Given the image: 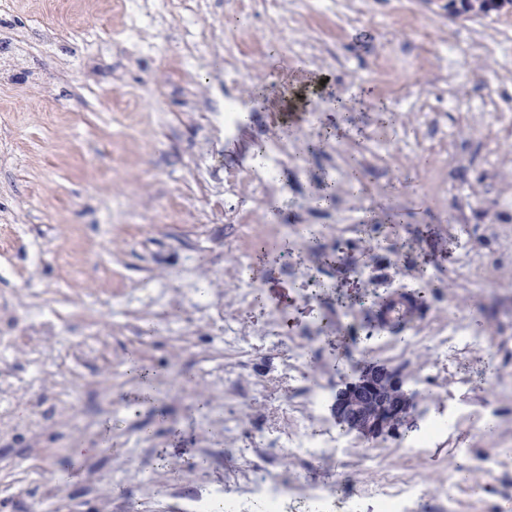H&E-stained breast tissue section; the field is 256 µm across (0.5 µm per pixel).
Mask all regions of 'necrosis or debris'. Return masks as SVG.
Returning a JSON list of instances; mask_svg holds the SVG:
<instances>
[{
	"mask_svg": "<svg viewBox=\"0 0 512 512\" xmlns=\"http://www.w3.org/2000/svg\"><path fill=\"white\" fill-rule=\"evenodd\" d=\"M271 162V168L262 172L244 174L226 170L221 185L217 186L200 176L198 161H187L186 169L195 176L198 205L192 211H185L182 197L177 194L161 206L138 211L133 223L117 225L116 232L127 246L140 250L152 245L154 229L159 224L170 229L187 223L224 224L231 226L238 237L249 238L254 225L260 221L263 205L276 190L273 167L279 164V156H272ZM52 260L59 271L57 279L48 283L31 281L35 293L56 294L76 286L88 265L95 267L99 279L111 283L121 295L142 293L151 284L166 288L171 294L169 303L144 304L140 313L148 317V326L129 321L124 325L126 332L144 345L151 344L154 337H164L181 355L191 352L195 337H223L225 351L217 355L216 362L224 364L229 354L235 357L236 392L269 403L261 429L254 437L240 439L238 426L225 425L224 431L229 434L235 450L230 453L224 470V486L197 493L187 512H246L253 502L262 504L265 512H283L291 499L317 504L320 512H327L329 492L310 491L289 483L283 474L282 460L289 457L300 464L334 460L335 436L326 432L313 434L307 429L325 393L332 390V382L310 386L282 406L278 400L287 392V370L255 378L248 375L258 343L273 347L293 343L296 348L293 362L298 365L307 356L308 338L321 335L322 325H313L307 339L292 342L284 336L280 319L273 318L262 335H254L241 317L242 311L251 304L254 282L248 264L240 257L214 270L192 265L196 277L214 284L215 289L208 297L176 287V277L169 271L150 283L132 280L96 252L85 253L78 259L68 246L62 245L53 251ZM67 323V317L53 310L41 317H32L27 304L18 301L13 292L0 293V345L35 348L45 337L58 334ZM362 492L374 498L378 512H421L424 499L423 490L416 482L389 471L380 473L375 483L364 485Z\"/></svg>",
	"mask_w": 512,
	"mask_h": 512,
	"instance_id": "4bbe7bcc",
	"label": "necrosis or debris"
}]
</instances>
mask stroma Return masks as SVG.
Returning <instances> with one entry per match:
<instances>
[{
  "label": "stroma",
  "instance_id": "35a3bbf8",
  "mask_svg": "<svg viewBox=\"0 0 512 512\" xmlns=\"http://www.w3.org/2000/svg\"><path fill=\"white\" fill-rule=\"evenodd\" d=\"M448 0H281L275 16L239 21L233 0H204L195 23L216 39L240 24L253 27L265 50L244 87L225 81L223 49L187 58L182 25L104 11V0H76L80 32L59 26L54 0H0V225H16L14 265L34 246L51 250L77 233L131 277L148 269H180L186 253L168 237L145 254L113 242L128 183L141 180L154 202L184 191L182 162L205 152L213 170L262 169L275 146L288 149L275 170L279 186L250 239L186 225L196 263L213 265L239 250L257 299L243 313L252 330L279 315L290 336L325 328L303 376L307 386L352 379L366 363L401 370L416 391L414 425L398 438L365 439L339 428L329 407L316 430L342 443L333 466L283 464L289 478L334 489L357 512H375L355 487L337 485L349 447L378 454L383 466L406 469L426 492L425 512H498L512 498V11L478 20H449ZM139 27L142 48L117 54L113 39ZM406 65L401 83L378 71L381 57ZM194 82H180L183 71ZM368 94L381 112L356 108ZM139 95L143 118L131 128L112 122L114 102ZM234 99L242 114L219 142L206 144L183 113L220 112ZM352 110L338 116L336 101ZM128 144V160L112 166V145ZM322 287H312V279ZM288 286L277 305L271 286ZM423 296L424 306L400 333L379 322L380 298ZM97 315L99 353L80 354L79 330L42 344L39 355H7L12 374L0 402V512H183L199 485L224 483L221 426L225 406L253 417L262 402L225 403L217 385L187 391L198 363L181 376L168 370V347H142L125 336L138 299L103 292ZM466 330L449 357L437 336L456 322ZM76 393L74 410L53 404L59 377ZM44 423L22 426L32 406ZM428 447L419 439L429 423ZM82 455H75L77 446ZM501 451L508 462L486 480L475 457ZM51 459L52 474L32 473L29 460ZM196 463L184 474V463Z\"/></svg>",
  "mask_w": 512,
  "mask_h": 512
}]
</instances>
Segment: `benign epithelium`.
<instances>
[{
	"instance_id": "7a95c632",
	"label": "benign epithelium",
	"mask_w": 512,
	"mask_h": 512,
	"mask_svg": "<svg viewBox=\"0 0 512 512\" xmlns=\"http://www.w3.org/2000/svg\"><path fill=\"white\" fill-rule=\"evenodd\" d=\"M413 408L414 393L403 373L377 362L367 364L357 379L339 388L331 404L336 422L363 438L399 435Z\"/></svg>"
}]
</instances>
